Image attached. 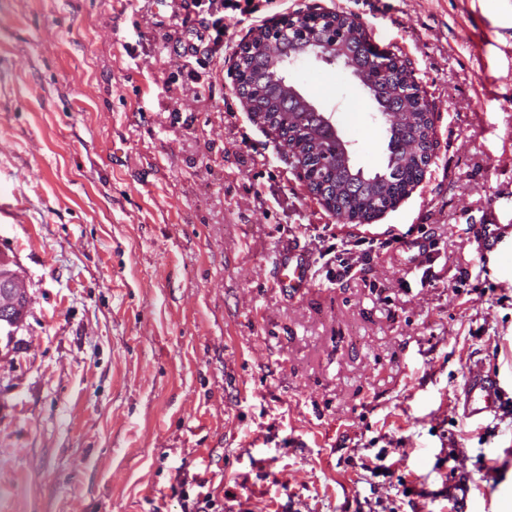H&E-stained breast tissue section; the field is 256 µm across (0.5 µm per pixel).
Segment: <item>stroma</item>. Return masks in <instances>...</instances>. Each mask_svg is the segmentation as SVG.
I'll list each match as a JSON object with an SVG mask.
<instances>
[{"mask_svg":"<svg viewBox=\"0 0 512 512\" xmlns=\"http://www.w3.org/2000/svg\"><path fill=\"white\" fill-rule=\"evenodd\" d=\"M328 9L434 114L422 181L363 235L235 85L257 17ZM179 11L0 0V252L29 296L0 350V512H188L203 491L208 512H452L457 482L466 512H504L512 411L468 419L457 397L478 370L512 392V255L485 265L472 233L512 182V0H274L225 11L221 55L196 17L165 42ZM289 77L383 168L346 69ZM292 244L299 290L274 281Z\"/></svg>","mask_w":512,"mask_h":512,"instance_id":"stroma-1","label":"stroma"}]
</instances>
